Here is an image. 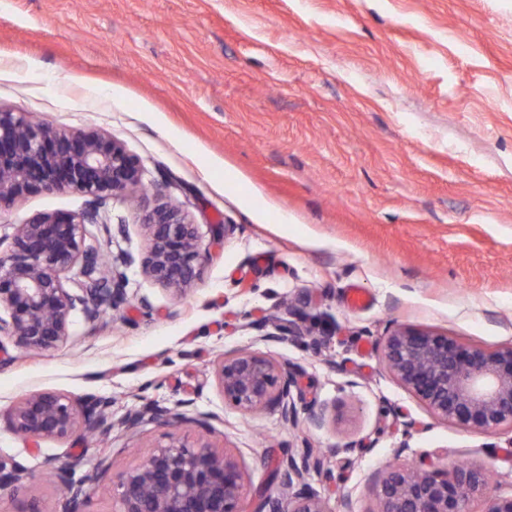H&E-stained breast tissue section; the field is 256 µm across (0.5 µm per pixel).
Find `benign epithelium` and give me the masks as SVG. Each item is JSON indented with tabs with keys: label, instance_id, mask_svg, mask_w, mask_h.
I'll return each mask as SVG.
<instances>
[{
	"label": "benign epithelium",
	"instance_id": "benign-epithelium-1",
	"mask_svg": "<svg viewBox=\"0 0 512 512\" xmlns=\"http://www.w3.org/2000/svg\"><path fill=\"white\" fill-rule=\"evenodd\" d=\"M137 157L111 135L69 132L37 123L25 112L0 109V214L36 193L69 192L85 198L77 212L40 213L19 225L9 250L0 256V335L22 352H46L66 342L72 316L94 322L106 308L126 302L121 268L136 262L131 253L112 258V274L101 276L100 254L89 227L111 223L114 199L143 182ZM148 250L142 268L154 282L182 297L195 283L209 250L198 225L171 202H160L143 218ZM381 358L388 372L417 395L436 417L462 427L512 428V347L472 349L430 330L398 326L383 338ZM224 402L242 413L277 409L288 423L297 419L292 375L264 354H224L215 365ZM102 397L72 398L61 392L31 393L0 412L15 433L33 441L73 436H107L114 426ZM183 414L156 402L128 412L119 425L128 431L145 422L177 425ZM63 488L62 512H80L91 487L110 476L100 458L75 478L82 460L44 461ZM314 471L333 479L324 460L307 452L281 462L287 499L267 498L258 512H332L305 476ZM25 477L18 462L0 458V491L15 490ZM114 512H243L244 477L239 463L220 455L203 437L173 432L148 449L140 464L112 479ZM375 512H512V494L494 492L487 471L464 463L446 473L412 471L391 463L383 471Z\"/></svg>",
	"mask_w": 512,
	"mask_h": 512
}]
</instances>
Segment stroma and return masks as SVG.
<instances>
[{
  "label": "stroma",
  "mask_w": 512,
  "mask_h": 512,
  "mask_svg": "<svg viewBox=\"0 0 512 512\" xmlns=\"http://www.w3.org/2000/svg\"><path fill=\"white\" fill-rule=\"evenodd\" d=\"M0 108L101 130L140 160L142 185L93 228L104 263L145 254L141 219L160 193L211 252L185 297L135 264L126 303L74 315L57 349L0 340V411L39 390L109 398L116 422L150 401L180 408L179 433L240 462L244 512L280 496V462L308 451L335 477L306 478L331 512H373L394 462L475 463L512 492V428L438 419L381 359L399 324L512 346V0H0ZM83 204L26 196L0 215V239ZM261 321L308 334L268 342ZM239 349L294 375L295 425L225 404L215 364ZM169 432L35 443L0 420V457L31 476L0 512L32 496L60 512L46 457L87 471L105 456L119 474Z\"/></svg>",
  "instance_id": "35a3bbf8"
}]
</instances>
